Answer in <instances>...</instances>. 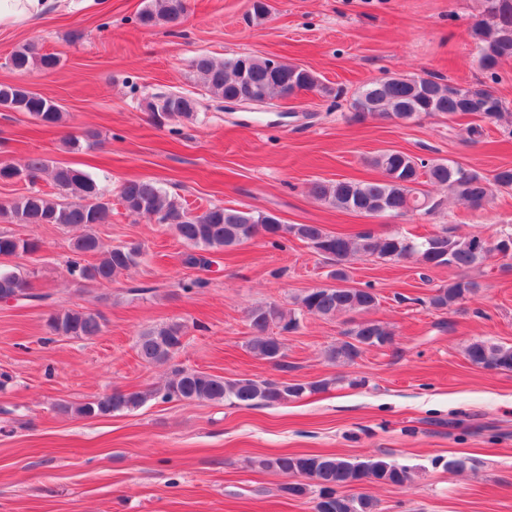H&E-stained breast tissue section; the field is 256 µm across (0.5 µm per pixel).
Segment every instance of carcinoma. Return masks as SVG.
I'll list each match as a JSON object with an SVG mask.
<instances>
[{
  "label": "carcinoma",
  "mask_w": 512,
  "mask_h": 512,
  "mask_svg": "<svg viewBox=\"0 0 512 512\" xmlns=\"http://www.w3.org/2000/svg\"><path fill=\"white\" fill-rule=\"evenodd\" d=\"M186 12L185 0H149L139 14L147 27L178 25ZM483 70L493 71L512 60V0H485L481 18L471 29ZM11 67L27 74L33 70L52 71L59 65L53 53H41L33 43H27L10 55ZM196 72L212 96L224 99L231 96L261 94L268 99H288L297 89L319 90L315 73L299 65L278 59L258 56H238L216 61L200 55L194 61ZM12 112L28 114L37 123L53 127L62 119L60 107L51 99L24 84H0V105ZM356 116L366 114L400 122L413 121L423 114L440 112L448 119L462 113L476 115L480 123L469 128L473 140L484 134V125L504 118L506 106L494 91L481 83L463 89L448 88L442 78L393 76L364 85L355 99ZM196 103L193 99L167 94L159 97L157 115L163 118L190 119ZM369 164L381 172V178L340 180L332 184L314 182L310 192L318 200L338 209L368 216L399 217L409 213H426L437 207L422 185L430 183L448 189V194L472 208L483 206L496 189H512V167H501L492 177L447 160L424 163L399 151H383L371 157ZM21 171L33 178L41 172L51 175L54 185L70 201L58 203L40 193H30L14 201L8 213L14 224H58L81 229L72 238L74 260L69 271L88 286L111 282L137 265L142 255L136 244L116 245L101 250L94 226L106 224L112 209L105 191L88 173L69 166H50L41 157H32L24 168L0 165V180L12 179ZM120 197L124 207L134 213L148 214L166 222L187 246L182 264L204 270L211 265L210 255L232 249L253 239L258 225L274 238L281 222L274 216L254 210L212 206L201 213L187 210L176 198L167 195L154 181L130 180L123 184ZM288 235L307 243L317 253L336 264L332 277L347 280L345 264L355 256L400 261L404 251L407 259L426 267L455 268L460 275L448 284L435 289L428 305L446 310L474 294L479 283L468 272L480 267L495 256L487 237L477 233L460 237L443 228L428 236H416L393 230L377 234L371 230L357 233H338L321 224H288ZM30 238L0 233V257H17L37 250ZM101 253L98 262L84 265L82 257ZM24 293L29 301L42 302L46 295L35 294L29 288L27 273L19 268L0 267V301L16 293ZM299 310L285 309L278 304L257 305L248 313L252 338L247 347L255 356L270 360L279 355L276 364L288 368L284 361V344L272 336V330H294L298 314H310L331 319L341 314L361 313L374 308L378 297L370 289L342 285L314 288L296 299ZM46 326L55 336L86 338L102 333L105 320L99 313L67 309L51 314ZM185 334L184 325L171 322L148 328L136 341L138 357L146 364L166 363L179 351ZM348 339L331 345L327 358L332 362L352 363L363 349L390 345L394 331L378 321H359L345 332ZM465 357L474 366L500 371H512V346L474 339L465 347ZM332 381L327 379L308 383H288L252 378L226 379L198 370L176 368L166 382L155 389L114 390L79 404L56 405L59 413L73 417L94 418L113 413L133 411L146 402L206 401L229 406H272L323 392ZM263 469L274 470L288 478L282 490L290 496L314 494V512H377V502L368 494H347L342 489L364 483L402 485L411 480L410 471L403 465L383 459L352 462L335 455L280 454L258 461Z\"/></svg>",
  "instance_id": "obj_1"
}]
</instances>
